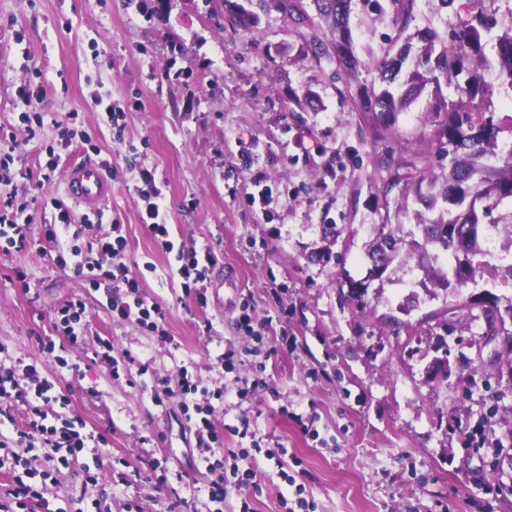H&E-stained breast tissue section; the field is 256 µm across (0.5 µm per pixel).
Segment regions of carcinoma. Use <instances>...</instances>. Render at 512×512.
<instances>
[{"mask_svg":"<svg viewBox=\"0 0 512 512\" xmlns=\"http://www.w3.org/2000/svg\"><path fill=\"white\" fill-rule=\"evenodd\" d=\"M272 3L284 17L299 24L310 20L304 0H258V6ZM317 17L331 32L328 41L311 46L314 60L334 59L347 81L357 83L354 108L369 128L374 141H388L399 134L397 117L431 89L420 135L431 146L409 161L400 162L386 153L373 158L381 173V192L414 190L415 201L425 211L414 213L415 226L423 241H411L419 252L433 259L452 255L459 248L484 256L482 238L471 236L469 226L479 218L491 224H512V213L493 218V211L506 198L512 199V153L499 150L500 126L493 98L512 94V9L498 15L497 0H465L449 36L432 28L413 29L416 0H388L389 18L398 35L400 48L388 44L361 60L355 51V32L350 23L353 0H310ZM420 46L413 47L412 41ZM497 70L493 83L484 72ZM375 72L369 83L359 81L361 71ZM455 97L443 94L442 87ZM394 242L390 250L376 244L368 248L367 259L379 257L382 269L398 260L405 248L404 238L387 234Z\"/></svg>","mask_w":512,"mask_h":512,"instance_id":"carcinoma-1","label":"carcinoma"}]
</instances>
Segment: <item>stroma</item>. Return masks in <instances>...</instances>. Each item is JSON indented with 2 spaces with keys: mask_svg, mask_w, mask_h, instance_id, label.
<instances>
[{
  "mask_svg": "<svg viewBox=\"0 0 512 512\" xmlns=\"http://www.w3.org/2000/svg\"><path fill=\"white\" fill-rule=\"evenodd\" d=\"M143 12L139 0H0V138L15 137L9 175L0 180V207L26 203L34 240L0 253V349L12 358H39L70 392L47 425L82 417L106 446L83 449L69 465H46L51 512H75V501L103 499L112 512L135 502L162 512L176 499L210 512L211 476L202 444L187 427L179 397L156 404L161 382L182 373L223 390L212 417L228 448L282 449L281 457L239 460L255 485L230 489L224 512H280L297 485L315 512H512V450L463 447L462 432H512V353L469 326L481 319L474 298L489 291L512 304V283L494 273L512 252L501 233L496 256H485L473 281L433 286L418 253L373 281L364 300H345L348 279L366 274L364 255L386 209L371 163L383 144L362 130L335 61L314 60L313 39H328L319 20L297 24L275 9L258 11L246 29L230 11L209 14L205 0H160ZM356 52L396 40L388 17L355 0ZM33 95L24 103L22 92ZM123 110L107 122L106 104ZM42 124L20 119L26 107ZM59 166L43 174L47 147ZM86 158L112 175V196L98 210L69 207L58 223L54 201H66L64 175ZM155 173L175 245L213 251L200 289L186 296L174 254L147 231L138 189L140 169ZM266 190L265 206L248 194ZM117 220L125 262L147 301L166 312V340L113 318L106 290L60 266L56 252L74 232L98 233V217ZM55 225L56 239L46 236ZM87 305L82 344L70 346L54 327L72 298ZM251 305L261 340L240 330ZM53 337L55 357L39 340ZM114 355L150 359L143 383L130 384L99 362L100 340ZM235 350L236 373L220 365ZM272 350L266 388L239 399L235 375L247 374L251 350ZM79 364V375L58 364ZM316 419L317 436L285 416ZM249 422L241 437L232 429ZM130 461L126 481L112 477L116 458ZM101 466L98 484L84 466Z\"/></svg>",
  "mask_w": 512,
  "mask_h": 512,
  "instance_id": "stroma-1",
  "label": "stroma"
}]
</instances>
